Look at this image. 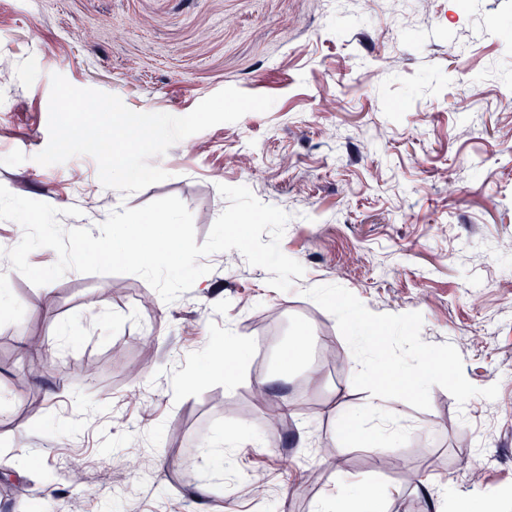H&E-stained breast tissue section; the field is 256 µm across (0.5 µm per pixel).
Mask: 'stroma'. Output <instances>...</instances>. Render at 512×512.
<instances>
[{
	"instance_id": "stroma-1",
	"label": "stroma",
	"mask_w": 512,
	"mask_h": 512,
	"mask_svg": "<svg viewBox=\"0 0 512 512\" xmlns=\"http://www.w3.org/2000/svg\"><path fill=\"white\" fill-rule=\"evenodd\" d=\"M507 21L512 0H402L394 20L379 0H0L1 186L60 209L67 230L174 196L201 243L227 206L219 185H244L289 214L280 247L305 268L283 292L238 251L215 253L167 303L133 274L36 286L0 256V512H56L80 492L88 512H314L346 471L392 488L382 512H426V488L446 512L511 502ZM55 73L137 112L184 116L227 87L275 102L176 143L151 160L167 179L124 194L92 157L35 162ZM16 149L25 162L2 164ZM325 284L377 314L421 313L422 340L453 344L497 397L461 405L436 386L429 409L401 403L410 439L393 471L340 445L338 419L370 394L306 295ZM228 336L243 346L231 384L207 373ZM296 336L311 339L296 368L256 354ZM74 455L79 487L60 466ZM132 455L143 475L123 468Z\"/></svg>"
}]
</instances>
